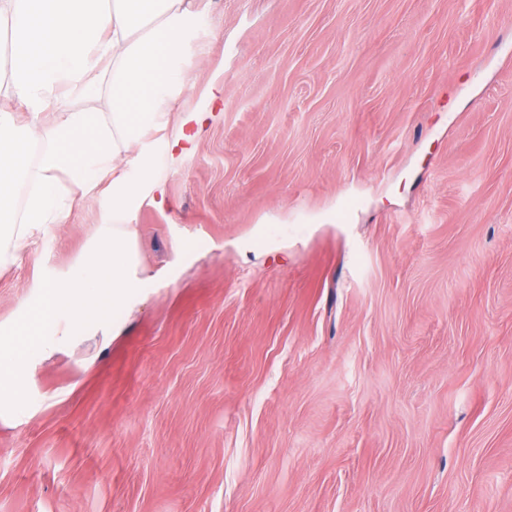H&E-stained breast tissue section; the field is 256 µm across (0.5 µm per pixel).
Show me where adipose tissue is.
Instances as JSON below:
<instances>
[{
    "label": "adipose tissue",
    "mask_w": 512,
    "mask_h": 512,
    "mask_svg": "<svg viewBox=\"0 0 512 512\" xmlns=\"http://www.w3.org/2000/svg\"><path fill=\"white\" fill-rule=\"evenodd\" d=\"M201 17L185 0H0V28L10 34L11 91L29 114L17 124L0 111V266L32 245L35 229L68 223L77 196L112 184L104 234L60 280L37 286L39 354L60 350L75 327L106 322L127 302L137 282L131 213L142 202L157 204L165 190L158 157L141 153L116 168L130 142L170 131V147L190 152L204 113H189L176 128L168 112L183 84L188 60L201 55ZM109 93L112 125L72 109V97ZM46 112L60 113L45 124ZM43 142L33 153L34 142ZM30 182L16 208L19 176ZM29 341L0 330V404L18 391L16 369L28 358Z\"/></svg>",
    "instance_id": "1"
}]
</instances>
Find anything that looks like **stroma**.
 Here are the masks:
<instances>
[{
    "mask_svg": "<svg viewBox=\"0 0 512 512\" xmlns=\"http://www.w3.org/2000/svg\"><path fill=\"white\" fill-rule=\"evenodd\" d=\"M202 11L139 286L20 371L0 512H512V0ZM0 268V328L102 234ZM205 112H191L173 129L169 146L171 148L181 147L184 153H189L190 147L196 137L200 134L205 120Z\"/></svg>",
    "mask_w": 512,
    "mask_h": 512,
    "instance_id": "1",
    "label": "stroma"
}]
</instances>
